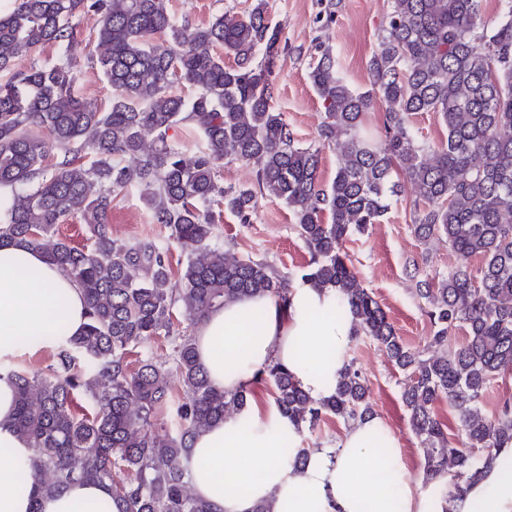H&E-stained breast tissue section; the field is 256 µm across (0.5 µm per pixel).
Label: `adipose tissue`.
<instances>
[{
  "label": "adipose tissue",
  "instance_id": "1",
  "mask_svg": "<svg viewBox=\"0 0 512 512\" xmlns=\"http://www.w3.org/2000/svg\"><path fill=\"white\" fill-rule=\"evenodd\" d=\"M36 271L23 279L22 268ZM337 292L294 282L286 299L245 296L214 309L195 331L197 359L213 388L235 392L255 385L268 365L286 367L312 399L331 396L345 365L357 324L336 315ZM262 308L263 321L244 320ZM63 317L67 335L82 332L87 305L77 282L24 241L0 245V357L13 354L18 337L30 351L50 349L41 333ZM15 412V388L0 378V512H28L29 495L17 486L14 456L23 443L7 428ZM304 428L284 420L274 403L252 401L200 434L190 452L196 494L216 512H252L271 503L273 512H512V448L500 452L464 499L441 504L433 487L419 500L405 479L406 469L393 433L381 419L349 423L336 443L308 451L305 464L292 456ZM40 512H118L107 486L73 483L60 493L40 494Z\"/></svg>",
  "mask_w": 512,
  "mask_h": 512
}]
</instances>
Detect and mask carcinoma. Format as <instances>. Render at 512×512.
Segmentation results:
<instances>
[{
  "label": "carcinoma",
  "instance_id": "1",
  "mask_svg": "<svg viewBox=\"0 0 512 512\" xmlns=\"http://www.w3.org/2000/svg\"><path fill=\"white\" fill-rule=\"evenodd\" d=\"M482 0H390L383 35L368 61L371 88L340 74L332 47L315 44L309 79L323 103L318 146L297 143L273 109L281 30L254 0L244 16L222 14L201 27L175 20L168 0H14L0 12V243L23 240L83 289L88 321L78 336H54L44 370L4 369L15 387L13 436L30 450L16 461L21 492L57 493L73 482L108 484L120 512H213L192 490L188 449L249 391L214 389L197 360L195 337L170 334L173 320L200 324L224 302L247 295L280 299L301 278L334 285L336 314L381 344L410 384L402 392L412 432L428 448L427 484L447 480L462 499L488 462L512 446V401L484 417L493 378L512 369V0H498L497 23L481 19ZM99 18L96 65L112 87L105 109L75 95L76 65L35 59L67 48L72 20ZM223 49L224 54L217 53ZM234 64H224V56ZM32 60L25 70L17 62ZM185 85V97L176 87ZM379 97L385 140L363 134ZM434 112L446 144L417 138L410 118ZM199 134L188 153L175 128ZM336 149V174L320 183L321 150ZM57 151L50 162V152ZM252 167L255 180L224 186V161ZM401 174L414 189V232L448 239L456 264L420 281L418 294L437 327L429 356L407 347L379 303L357 281L344 246L390 208ZM134 190L153 223L170 230L185 260L153 240L112 238L115 199ZM261 199L288 206L311 253L284 277L265 261L224 256L212 205L248 224ZM80 216L91 244L74 246L57 226ZM484 257L475 270L470 259ZM465 331L449 346L448 332ZM164 338L163 360L127 356ZM178 374L183 398L172 395ZM272 386L288 420L312 429L333 416L346 423L370 413L369 388L345 364L325 402L309 398L276 364ZM447 401L461 438L448 456L447 426L435 405ZM122 470L127 478L115 480Z\"/></svg>",
  "mask_w": 512,
  "mask_h": 512
}]
</instances>
